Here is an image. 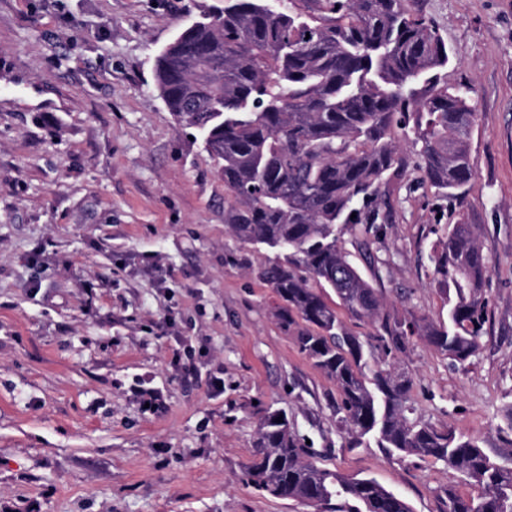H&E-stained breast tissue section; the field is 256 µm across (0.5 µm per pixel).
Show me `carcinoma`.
Returning <instances> with one entry per match:
<instances>
[{
    "instance_id": "obj_1",
    "label": "carcinoma",
    "mask_w": 512,
    "mask_h": 512,
    "mask_svg": "<svg viewBox=\"0 0 512 512\" xmlns=\"http://www.w3.org/2000/svg\"><path fill=\"white\" fill-rule=\"evenodd\" d=\"M448 47L418 0H224L157 55L158 97L181 129L200 137L231 205L224 223L239 240L280 258L260 279L274 317L294 330L301 354L336 383L348 447L448 464L478 486L445 492L444 512H512V437L499 459L478 442L407 414L411 380L369 365L377 347L401 351L417 336L465 367L482 346L488 261L472 225L448 226L433 249L448 320L381 313L382 297L338 246L341 226L379 239L388 189L406 174L400 139L419 147L421 180L463 197L474 171L471 89L450 87ZM378 324L365 342L328 302ZM282 421H277V418ZM246 483L275 498L346 512H412L372 478H347L307 459L288 416L262 418Z\"/></svg>"
}]
</instances>
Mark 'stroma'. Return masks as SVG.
Instances as JSON below:
<instances>
[{
	"mask_svg": "<svg viewBox=\"0 0 512 512\" xmlns=\"http://www.w3.org/2000/svg\"><path fill=\"white\" fill-rule=\"evenodd\" d=\"M222 2L0 0V512H315L244 480L274 410L318 467L375 479L412 512L475 492L444 463L348 447L335 383L257 276L275 251L229 232L223 181L158 99L157 54ZM419 6L456 55L449 85L471 88L474 187L440 196L405 147L379 241L364 249L350 224L339 245L379 273L386 312L435 321L432 247L458 219L476 227L488 307L470 364L417 338L370 363L411 379L412 420L494 456L512 433V0Z\"/></svg>",
	"mask_w": 512,
	"mask_h": 512,
	"instance_id": "stroma-1",
	"label": "stroma"
}]
</instances>
